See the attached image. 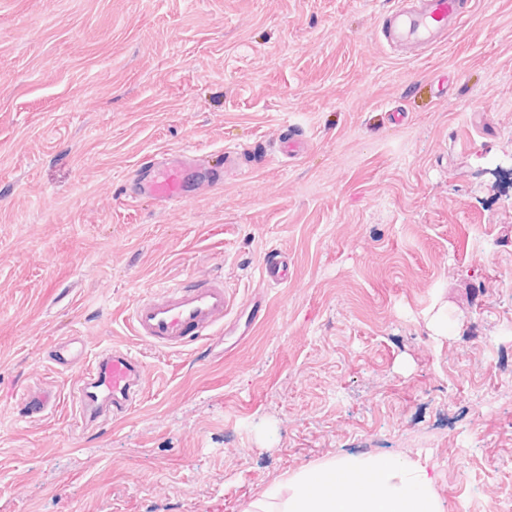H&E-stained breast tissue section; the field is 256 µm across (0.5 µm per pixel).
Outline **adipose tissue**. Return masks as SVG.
Wrapping results in <instances>:
<instances>
[{"mask_svg": "<svg viewBox=\"0 0 512 512\" xmlns=\"http://www.w3.org/2000/svg\"><path fill=\"white\" fill-rule=\"evenodd\" d=\"M428 457L332 459L275 480L243 512H441Z\"/></svg>", "mask_w": 512, "mask_h": 512, "instance_id": "ef3b65f1", "label": "adipose tissue"}]
</instances>
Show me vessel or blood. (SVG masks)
<instances>
[{"mask_svg":"<svg viewBox=\"0 0 512 512\" xmlns=\"http://www.w3.org/2000/svg\"><path fill=\"white\" fill-rule=\"evenodd\" d=\"M461 21L459 0H397L381 35L384 41L433 46L445 42ZM222 171H205L186 154L153 162L137 183L138 195L164 203H184L188 186L195 181L218 184ZM233 308L223 276L171 283L139 297L130 312L134 333L166 351L198 345L223 329ZM79 338L55 342L50 350L59 368L73 366L83 357ZM144 387L139 359L117 348L99 352L85 367L70 393L71 427L86 428L99 419H124ZM53 396L49 390L28 391L20 406L26 416L47 411Z\"/></svg>","mask_w":512,"mask_h":512,"instance_id":"obj_1","label":"vessel or blood"}]
</instances>
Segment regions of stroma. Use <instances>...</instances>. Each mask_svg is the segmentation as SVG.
I'll list each match as a JSON object with an SVG mask.
<instances>
[{
  "mask_svg": "<svg viewBox=\"0 0 512 512\" xmlns=\"http://www.w3.org/2000/svg\"><path fill=\"white\" fill-rule=\"evenodd\" d=\"M460 3L409 53L375 35L395 0H0V512H243L420 453L443 512H512V0ZM228 149L189 202L131 196ZM215 273L264 316L205 356L133 334L139 296ZM73 336L139 358L125 419L70 426ZM222 179L224 170L205 172L189 155L179 154L152 162L146 176L138 181L136 194L164 203H185L190 199L187 188L192 182L202 180L214 186ZM84 353V346L77 337L66 341L55 342L50 350L52 362L59 368L65 369L79 362ZM52 399V393L47 389L30 390L21 399V410L28 417L41 416L49 408Z\"/></svg>",
  "mask_w": 512,
  "mask_h": 512,
  "instance_id": "35a3bbf8",
  "label": "stroma"
}]
</instances>
